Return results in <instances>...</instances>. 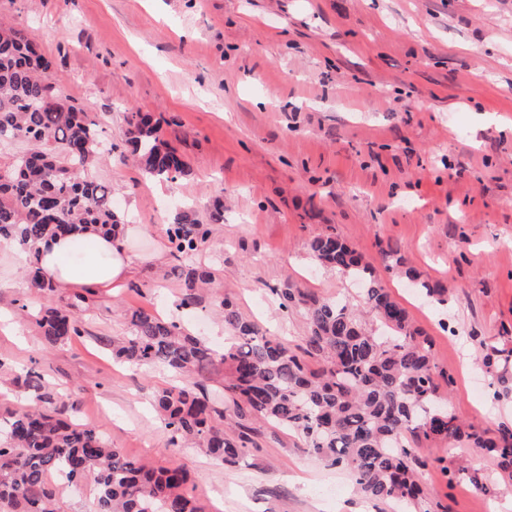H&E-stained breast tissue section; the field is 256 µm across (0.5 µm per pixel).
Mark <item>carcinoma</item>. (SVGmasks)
<instances>
[{
  "mask_svg": "<svg viewBox=\"0 0 512 512\" xmlns=\"http://www.w3.org/2000/svg\"><path fill=\"white\" fill-rule=\"evenodd\" d=\"M24 142L28 149L0 167V236L17 237L29 248L82 224L119 236L112 190L89 171L102 143L99 121L90 108L58 87L48 63L21 29L0 25V143ZM125 147L150 176L173 181L186 163L160 138L151 117H127ZM187 215L166 228L171 248L188 259L224 221ZM319 264L362 283L361 306L374 313L387 335L366 326L347 302L300 288L276 294L286 311L300 309L307 336L296 347L267 336L243 317L227 296L217 301L230 333L219 352L202 338L150 311L132 312L127 336L112 342V355L134 367L160 368L182 382L154 392L153 403L172 441L198 440L224 465H232L256 445L253 421L261 419L298 434L305 451L329 465L349 470L369 500L405 504L417 512H445L420 483L433 462L415 455L421 439L453 446L466 440L484 448L505 478L512 480V429L494 438L465 424L439 398L454 383L435 362L433 341L409 320L406 309L376 278L372 267L334 233L310 244ZM31 285L46 299L34 316L48 344L64 345L82 335L78 311L94 295L56 297L57 286L33 263ZM210 274L189 267L178 307L194 308L202 298L197 284ZM417 291L441 303L448 289L414 280ZM486 372L504 377L512 370V348L482 342ZM315 359L313 368L308 360ZM224 368L219 389L207 391L194 378L215 365ZM13 382L33 396L30 408L0 419V512H60L57 486L92 479L96 512H201L188 488V466L150 468L125 456L96 429L49 406L55 397L44 377L30 368ZM447 484L465 479L484 487L480 470L443 469Z\"/></svg>",
  "mask_w": 512,
  "mask_h": 512,
  "instance_id": "obj_1",
  "label": "carcinoma"
}]
</instances>
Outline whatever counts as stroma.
<instances>
[{
    "label": "stroma",
    "instance_id": "1",
    "mask_svg": "<svg viewBox=\"0 0 512 512\" xmlns=\"http://www.w3.org/2000/svg\"><path fill=\"white\" fill-rule=\"evenodd\" d=\"M28 29L51 75L97 116L113 150L90 171L107 184L137 275L97 294L85 334L50 346L29 317L42 304L27 264L0 252V361L38 367L71 416L130 459L187 463L204 512H401L364 498L349 472L303 450L297 434L257 423L256 448L233 466L172 447L151 407L173 383L112 357L138 308L178 317L224 343L215 298L232 297L263 331L299 344L302 311L276 289L359 303L357 288L317 264L309 244L335 232L369 263L412 323L433 340L455 384L456 415L491 434L512 428V375L481 369L482 341L512 348V0H0ZM159 122L186 161L175 181L121 160L129 112ZM216 225L193 261L165 228L181 212ZM395 247L419 279L448 290L419 297L383 255ZM207 270L205 299L178 310L186 264ZM443 467L423 473L448 512H512L508 484L481 449H417ZM466 460L485 488L447 484Z\"/></svg>",
    "mask_w": 512,
    "mask_h": 512
}]
</instances>
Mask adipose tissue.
Returning <instances> with one entry per match:
<instances>
[{
    "label": "adipose tissue",
    "mask_w": 512,
    "mask_h": 512,
    "mask_svg": "<svg viewBox=\"0 0 512 512\" xmlns=\"http://www.w3.org/2000/svg\"><path fill=\"white\" fill-rule=\"evenodd\" d=\"M37 261L56 284L75 291L117 290L133 271L121 240L80 228L42 241Z\"/></svg>",
    "instance_id": "1"
}]
</instances>
